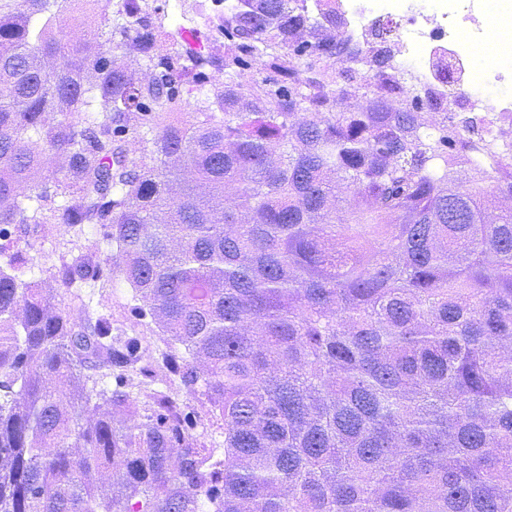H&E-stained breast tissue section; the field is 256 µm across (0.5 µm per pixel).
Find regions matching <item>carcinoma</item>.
<instances>
[{
  "instance_id": "obj_1",
  "label": "carcinoma",
  "mask_w": 512,
  "mask_h": 512,
  "mask_svg": "<svg viewBox=\"0 0 512 512\" xmlns=\"http://www.w3.org/2000/svg\"><path fill=\"white\" fill-rule=\"evenodd\" d=\"M81 2L0 0V254L64 225L77 302L0 266V512H512V138L396 106L308 0H224L208 53ZM104 243L158 361L85 299ZM183 399H185V403L188 406L187 411L191 412L192 416H194L198 422L195 432L197 434H203V427H208L207 433L203 434L205 436V440L209 442L210 435L213 433V436H215L219 441H222L223 437H218L219 432L222 430L218 429L216 424L213 427L209 426L208 415L206 414L207 408L203 407L200 397L187 395L184 396ZM214 432L216 433L214 434Z\"/></svg>"
}]
</instances>
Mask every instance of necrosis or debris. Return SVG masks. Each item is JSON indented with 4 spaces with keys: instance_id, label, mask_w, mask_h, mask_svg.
I'll return each mask as SVG.
<instances>
[{
    "instance_id": "4bbe7bcc",
    "label": "necrosis or debris",
    "mask_w": 512,
    "mask_h": 512,
    "mask_svg": "<svg viewBox=\"0 0 512 512\" xmlns=\"http://www.w3.org/2000/svg\"><path fill=\"white\" fill-rule=\"evenodd\" d=\"M342 35L368 52L374 30L390 27L393 74L444 112H487L512 126V0H336ZM495 42L497 60L480 67L478 49Z\"/></svg>"
}]
</instances>
